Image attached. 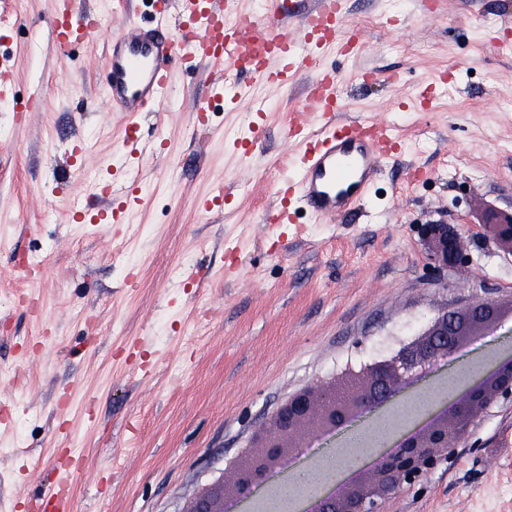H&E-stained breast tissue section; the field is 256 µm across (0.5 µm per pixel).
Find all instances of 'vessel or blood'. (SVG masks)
I'll list each match as a JSON object with an SVG mask.
<instances>
[{
    "instance_id": "vessel-or-blood-1",
    "label": "vessel or blood",
    "mask_w": 512,
    "mask_h": 512,
    "mask_svg": "<svg viewBox=\"0 0 512 512\" xmlns=\"http://www.w3.org/2000/svg\"><path fill=\"white\" fill-rule=\"evenodd\" d=\"M72 5L73 0H50L52 34L61 46L88 41L95 33L90 21L72 23ZM153 11L151 27L133 23L112 38L107 97L113 111L134 115L160 110L171 90L172 66L185 58L215 66L210 94L221 99L248 96L254 80L279 84L312 71L316 78L302 103V116L288 130L297 146L292 171L279 189V206L264 221L290 224L301 213L331 218L353 209L368 194L398 136L384 121H337L343 90L335 70L322 59L346 25L344 0H312L296 35L288 29L294 12L281 0L262 13L233 12L219 0H155ZM174 27L179 30L175 36L170 33ZM255 48L265 52L262 65L227 82L218 64H239ZM141 140L139 124L129 123L114 154L110 180L100 191L107 204L98 211V221L116 226L127 222L129 209L123 201L135 190L129 171L140 156ZM82 469L81 458L70 460L52 491L36 499V512H71L69 479Z\"/></svg>"
}]
</instances>
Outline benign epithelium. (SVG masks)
Returning a JSON list of instances; mask_svg holds the SVG:
<instances>
[{
	"label": "benign epithelium",
	"mask_w": 512,
	"mask_h": 512,
	"mask_svg": "<svg viewBox=\"0 0 512 512\" xmlns=\"http://www.w3.org/2000/svg\"><path fill=\"white\" fill-rule=\"evenodd\" d=\"M431 231L439 233L431 260L448 262L456 253L448 229L433 224ZM505 319L503 309L488 301L442 310L390 355L347 368L345 384L320 381L289 396L272 415L273 428L256 433L241 454L233 482L202 493L186 512H236L244 502L253 503L251 512H298V496L312 500L306 512H383L386 500L447 458L498 397L512 396V355L494 352L476 365H460L453 376H442L423 392L414 390L465 345L496 332ZM368 415L378 416L369 430L317 464L319 470L334 472L343 465L353 472L354 464L368 459L370 466L361 477L333 479L329 491L301 486L298 473L271 483L306 440L334 434Z\"/></svg>",
	"instance_id": "obj_1"
}]
</instances>
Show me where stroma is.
Listing matches in <instances>:
<instances>
[{"label": "stroma", "instance_id": "stroma-1", "mask_svg": "<svg viewBox=\"0 0 512 512\" xmlns=\"http://www.w3.org/2000/svg\"><path fill=\"white\" fill-rule=\"evenodd\" d=\"M349 50L326 67L339 119H383L400 147L355 209L274 228L288 125L313 73L193 112L209 66L174 69L161 111L138 122L141 199L119 234L93 210L123 120L103 107L113 34L148 23L147 0H76L101 19L58 46L47 0H0V63L21 102L0 106V501L38 494L61 449L109 481L72 477L74 512H185L288 396L384 356L441 309L512 303V0H346ZM23 117H16V109ZM263 121L250 155L237 141ZM87 153L67 155L70 139ZM224 188L208 213L198 198ZM444 224L461 260L430 267L422 229ZM32 257L41 277L13 272ZM384 512H512V398L484 411L453 455Z\"/></svg>", "mask_w": 512, "mask_h": 512}]
</instances>
